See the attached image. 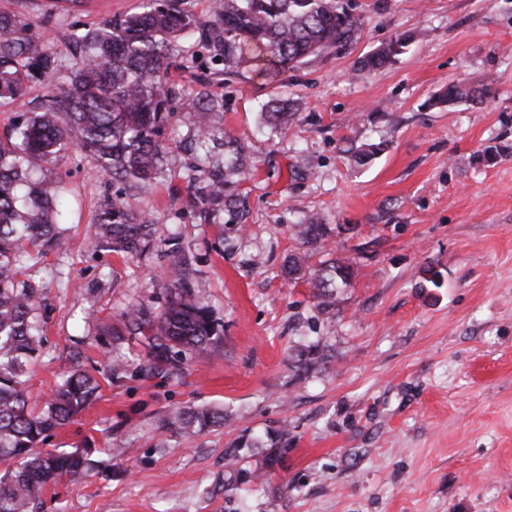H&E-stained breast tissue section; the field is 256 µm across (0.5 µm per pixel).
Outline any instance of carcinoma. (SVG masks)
Returning a JSON list of instances; mask_svg holds the SVG:
<instances>
[{
  "label": "carcinoma",
  "mask_w": 512,
  "mask_h": 512,
  "mask_svg": "<svg viewBox=\"0 0 512 512\" xmlns=\"http://www.w3.org/2000/svg\"><path fill=\"white\" fill-rule=\"evenodd\" d=\"M87 0H48L47 13L83 10ZM361 20L343 0H212L210 16L201 19L181 7L180 0H140L135 10L90 28H75L70 41L79 50L71 71L62 73L30 23L0 10V101L15 103L28 83L46 84L38 112L22 114L11 133L0 139V512H37L46 487L60 479L79 482L92 468L86 455L42 448L49 432L65 426L97 397L100 385L87 371L70 370L40 403H30L28 364L45 337L32 316L36 295L20 285L21 259L39 262L60 245L57 223L66 190L62 179L36 177L73 147L87 152L129 192L145 193L158 176L166 149L164 132L175 112L178 92L169 77L172 45L183 33L205 32L207 47L228 68L263 63L262 71L276 76L309 58L350 41ZM412 35L394 34L360 60V67L377 70L391 63L394 44ZM479 90L450 83L440 100L454 104L473 101ZM193 128L183 140L193 153L196 180L190 203L235 211L234 191L247 170L245 146L224 134V151L209 141L224 104L208 91L188 103ZM296 103L273 99L262 118L271 128L287 126ZM386 142L360 145L351 151L356 164H369ZM332 229L310 218L295 225L299 251L288 260L286 274L305 277L311 254L306 250L329 238ZM153 225L116 199L97 215L94 237L105 251L142 254L154 245ZM188 258L171 260V291L158 312L142 306L124 315L128 329L144 337L153 373L173 356H200L221 336L208 309L197 300L187 281ZM351 264L336 260L312 273V298L323 312L336 307L337 294L349 285ZM327 361L313 344L298 351L295 375L306 378ZM167 429L200 434L224 426V413L210 408L177 407L165 419Z\"/></svg>",
  "instance_id": "cac0c4a2"
}]
</instances>
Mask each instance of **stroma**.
Masks as SVG:
<instances>
[{
	"label": "stroma",
	"mask_w": 512,
	"mask_h": 512,
	"mask_svg": "<svg viewBox=\"0 0 512 512\" xmlns=\"http://www.w3.org/2000/svg\"><path fill=\"white\" fill-rule=\"evenodd\" d=\"M344 2L362 20L356 37L274 82L256 66L226 74L198 36L176 41L162 172L126 199L154 226L148 252L95 245L90 226L123 186L91 156L71 149L49 170L69 202L60 246L23 274L46 336L30 396L74 368L101 389L44 442L98 467L49 485L40 512H512V0ZM138 3L90 0L64 18L46 16L45 0L0 8L31 23L66 72L72 26ZM400 32L415 39L393 62L359 67ZM451 81L488 94L433 104ZM207 83L224 100L212 137L246 145L249 175L236 214L206 221L187 204L194 161L176 140ZM281 97L298 112L274 131L260 112ZM380 138L389 146L379 157L354 163L349 147ZM310 215L332 229L310 266L345 258L353 269L328 313L309 282L282 274L299 246L290 227ZM176 250L190 257L188 282L221 339L148 377V350L124 314L164 307ZM317 342L330 358L296 380L298 346ZM175 406L210 407L227 422L197 436L163 430ZM283 432L287 447L264 467L266 443ZM241 439L252 475L238 484L224 454Z\"/></svg>",
	"instance_id": "stroma-1"
}]
</instances>
